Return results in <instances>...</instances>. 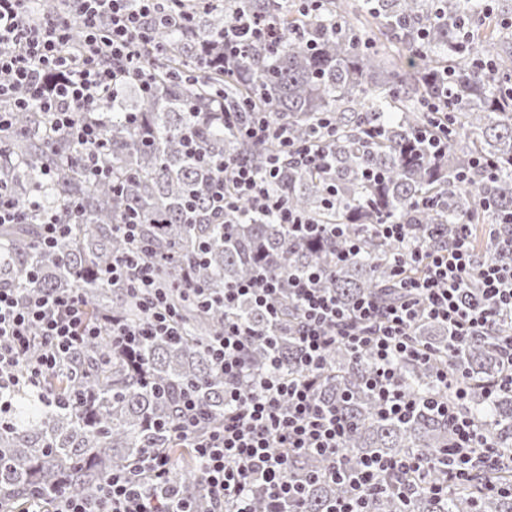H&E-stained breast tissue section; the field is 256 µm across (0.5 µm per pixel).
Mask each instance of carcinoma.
Masks as SVG:
<instances>
[{
	"label": "carcinoma",
	"mask_w": 512,
	"mask_h": 512,
	"mask_svg": "<svg viewBox=\"0 0 512 512\" xmlns=\"http://www.w3.org/2000/svg\"><path fill=\"white\" fill-rule=\"evenodd\" d=\"M178 28L152 29L154 77L148 91L123 84L117 98H103L96 116L107 145L103 160L112 180H91L74 144L47 132L43 113L14 115L0 133V181L15 201L37 197L21 224L0 229V286L26 295L41 288L83 291L89 314L115 313L135 322L139 298L121 284L103 288L94 270L129 252L130 244L112 226L141 225L138 248L154 259L153 276L166 289L183 335L149 339L134 362L112 350L102 335L64 361L37 396L15 390L0 413V499L12 506L51 490L63 497H89L104 475L138 463L152 448L172 447L169 426L188 391L195 393L212 421L224 418V377L210 362L207 347L224 323L220 295L248 279L257 265L288 280L305 269L321 274L320 284L336 290L346 305L374 293L390 301L392 258L404 244L371 232L369 225L394 219L412 227L428 248L448 244L464 222H496L512 211V18L485 0H207L179 4ZM267 18L282 32L277 46L255 45L233 65L218 62L224 29L253 17ZM250 104L288 122L299 144L320 145L326 164L304 168L281 154L275 192L317 224H344L359 249L335 264L347 248L343 239L291 240L283 224L254 213L241 200L232 223L210 214L206 188L214 164L242 158L263 171L277 142L254 144L224 126L214 99ZM448 113V133L432 125L428 104ZM480 158L494 176L471 167ZM469 170L462 182L459 172ZM51 179H42V172ZM377 174L366 179L365 172ZM428 198L433 203L415 207ZM493 203L481 212V199ZM73 200L83 223L57 247L46 250L38 224L42 211H64ZM209 289L206 309L182 292L184 277ZM277 341L282 367L295 369L297 307L282 300ZM237 317L266 327L268 317L243 298ZM418 342L435 353L431 363L405 361L399 371L415 392L432 388L435 367L448 360V330L425 322ZM498 337L478 333L458 354L455 366L473 384L495 378ZM249 363L267 366L264 343L250 347ZM367 360H355L337 346L327 355L319 379L323 398L344 410L352 428L345 442L348 464L367 458L431 460L428 480L448 477L453 435L448 423L429 413L408 422L385 419L365 383ZM469 407L483 437L506 454L512 449V394L486 404L471 391ZM315 454L295 458L292 474L304 478L323 470ZM173 483L201 492L194 460L175 469ZM503 490H490V486ZM512 468L475 459L466 480L448 499L423 489L405 504L390 491L368 497L367 512H512ZM341 480L307 487L306 512H323L343 494Z\"/></svg>",
	"instance_id": "cac0c4a2"
}]
</instances>
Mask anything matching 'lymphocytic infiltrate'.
<instances>
[{"label":"lymphocytic infiltrate","mask_w":512,"mask_h":512,"mask_svg":"<svg viewBox=\"0 0 512 512\" xmlns=\"http://www.w3.org/2000/svg\"><path fill=\"white\" fill-rule=\"evenodd\" d=\"M32 2L0 0V102L9 105L0 111V131L10 128L11 112L39 104L51 119V129L66 133L81 147L89 172L109 178L102 162L101 122L93 112L117 81L148 68V25L155 21L163 0H68L69 16L39 23L30 16ZM280 39L271 21L233 27L224 33V57L243 58L248 42L273 44ZM224 122L253 143L279 140L301 166L315 167L321 161L312 146L294 144L287 126L267 113L228 107ZM279 171L275 158L262 172L242 160L225 162L210 188L213 211L232 213L236 198L243 197L255 211L286 225L290 236L314 235L310 219L273 193ZM373 230L385 239L408 244L393 266L403 295L399 302L364 294L345 306L335 292L319 287V272L293 275L284 282L262 266L249 280L225 288L227 316L208 346L212 362L224 374V420L219 427L205 430L208 416L197 398L187 394L179 420L171 428L175 440L190 449L200 466L206 512H255L254 501L260 494L271 512H305L306 483L289 477L292 457L302 453L327 459L320 479L340 478L349 485L348 494L335 500L327 512H365L367 497L391 471L425 479L430 461L421 455L395 461L372 458L348 467L344 444L351 423L317 394L326 355L339 342L354 357L368 358L366 385L376 395L380 415L401 421L427 410L447 422L454 435L451 465L447 484L432 487L434 496L446 494L450 485L466 479L474 450H481L487 461H496L495 448L483 440L478 421L465 407L472 384L463 372L438 367L433 391L417 394L405 386L398 365L431 358L430 351L412 337V328L420 320L447 326L452 356L474 334L500 331L506 322L512 325V264L490 258L491 253L512 249V235L502 233L500 225H487V252L481 255L467 224L461 225L449 247L436 250L410 242L407 224L388 220ZM94 278L101 285L122 283L142 294L140 322L133 324L116 315L92 321L77 289L25 296L14 288H0V393L22 383L38 388L62 360L105 330L113 349L128 356L149 337L177 335L174 313L164 289L154 284L148 254L114 257ZM474 279L480 293L470 296L466 288ZM284 287L300 310L295 333L299 372L293 377L280 371L272 329L279 320L278 296ZM243 298L264 308L270 327L260 330L233 316ZM36 333L43 350L34 356L30 346ZM253 340L264 341L270 350L267 369L248 363V345ZM172 467L169 451L152 449L140 464L109 472L95 496L51 502L36 495L24 502L20 512H198L190 496L171 485Z\"/></svg>","instance_id":"lymphocytic-infiltrate-1"}]
</instances>
